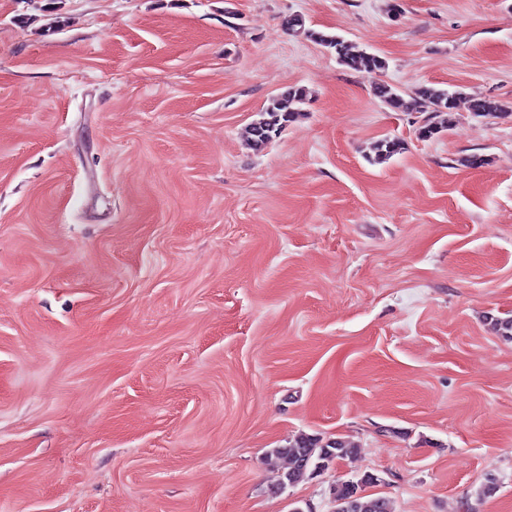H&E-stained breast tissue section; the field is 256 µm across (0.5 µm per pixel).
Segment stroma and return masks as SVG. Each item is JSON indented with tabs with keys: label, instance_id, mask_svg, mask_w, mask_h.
Here are the masks:
<instances>
[{
	"label": "stroma",
	"instance_id": "1",
	"mask_svg": "<svg viewBox=\"0 0 512 512\" xmlns=\"http://www.w3.org/2000/svg\"><path fill=\"white\" fill-rule=\"evenodd\" d=\"M289 14L458 92L448 129ZM476 95L512 103V0H0V512H512V115ZM301 434L356 453L274 492ZM308 97L302 86H289L268 99L260 113V119L253 122L247 131V140L255 149L265 147L288 123L295 122L303 112L302 105ZM469 109L479 117L497 118L507 113L505 107L499 100L490 96H477L469 99ZM335 493H336V487L333 488V500L335 502ZM351 493L350 486L347 483H344L341 485V487L337 491V498L343 499L335 502L336 508L334 511L336 512H353L354 509H356L359 506V503L356 502V499L359 498V502L361 504V507L359 508L358 512H384L386 511V505L385 502H381V506L378 508L372 507L374 503L379 502L377 500V496H368L370 494L364 493V491L357 490L354 491L353 495L349 498H347ZM366 496V497H363ZM362 497V498H360ZM347 498V499H345Z\"/></svg>",
	"mask_w": 512,
	"mask_h": 512
}]
</instances>
